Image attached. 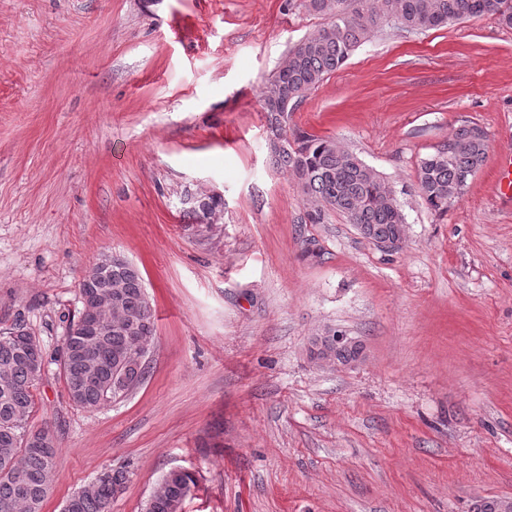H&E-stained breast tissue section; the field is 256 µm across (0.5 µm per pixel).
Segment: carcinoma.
I'll return each instance as SVG.
<instances>
[{
    "instance_id": "cac0c4a2",
    "label": "carcinoma",
    "mask_w": 512,
    "mask_h": 512,
    "mask_svg": "<svg viewBox=\"0 0 512 512\" xmlns=\"http://www.w3.org/2000/svg\"><path fill=\"white\" fill-rule=\"evenodd\" d=\"M309 6L334 13L335 20L294 44L283 66L261 90L271 162L289 172L304 196L320 206L312 221L321 219L324 209L337 211L349 223L363 225L367 240L374 243L406 223L393 186L357 155L337 147L335 140L288 127L290 112L390 18H397L393 26L407 32H426L488 14L512 28V0H309ZM487 152L485 133L462 125L422 158L417 182L427 207L436 213L447 211L448 203L467 186L462 176H474L485 164ZM84 280L112 294V310L102 312L99 336H76V322L69 323L61 368L70 400L95 410L115 398L114 370H119L125 394L142 383L146 367L139 340L154 344L156 328L141 274L132 263L109 268L96 264ZM43 363L40 342L24 323L0 330V512H41L57 479L56 446H30L35 436L28 428L32 389ZM128 479L123 468L101 472L63 512H109ZM196 484L188 470L168 471L146 512H181Z\"/></svg>"
}]
</instances>
